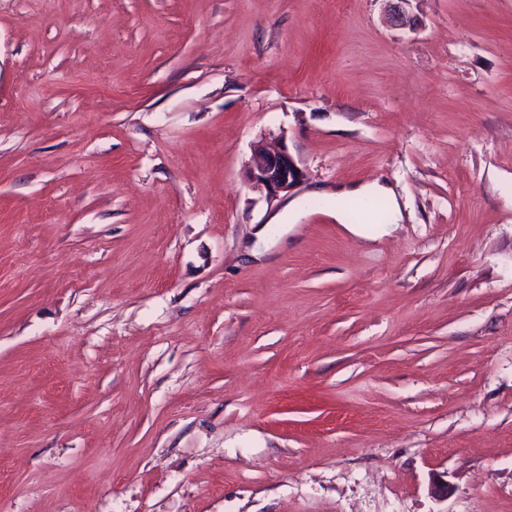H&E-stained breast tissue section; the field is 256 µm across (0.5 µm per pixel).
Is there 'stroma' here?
<instances>
[{
	"label": "stroma",
	"mask_w": 512,
	"mask_h": 512,
	"mask_svg": "<svg viewBox=\"0 0 512 512\" xmlns=\"http://www.w3.org/2000/svg\"><path fill=\"white\" fill-rule=\"evenodd\" d=\"M394 7L0 0V512H512V0ZM304 177V170L284 145L276 150L257 145L246 172L249 185L263 193L267 201L293 191ZM317 193L329 202L327 214L338 224H343L351 234L357 237L371 238L386 228L397 227L404 220L401 205L392 188L385 182L352 184L338 188L336 191ZM379 199L387 201L383 218H379L371 208L372 201ZM346 201L364 204V212L359 221L347 222L349 218L346 209L342 206V203Z\"/></svg>",
	"instance_id": "1"
}]
</instances>
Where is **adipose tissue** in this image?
I'll return each mask as SVG.
<instances>
[{
    "mask_svg": "<svg viewBox=\"0 0 512 512\" xmlns=\"http://www.w3.org/2000/svg\"><path fill=\"white\" fill-rule=\"evenodd\" d=\"M329 203L328 214L337 223L346 226L347 230L357 237L370 238L373 235L401 224L404 219L403 210L391 187L375 181L372 183L352 184L326 193ZM383 199L387 202L384 216H377L372 208L373 201ZM360 202L365 206L359 221H349L344 208L345 202Z\"/></svg>",
    "mask_w": 512,
    "mask_h": 512,
    "instance_id": "adipose-tissue-1",
    "label": "adipose tissue"
}]
</instances>
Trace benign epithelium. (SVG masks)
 Instances as JSON below:
<instances>
[{"mask_svg": "<svg viewBox=\"0 0 512 512\" xmlns=\"http://www.w3.org/2000/svg\"><path fill=\"white\" fill-rule=\"evenodd\" d=\"M304 177V170L284 146L275 150L256 146L246 172L249 185L268 201L293 191Z\"/></svg>", "mask_w": 512, "mask_h": 512, "instance_id": "7a95c632", "label": "benign epithelium"}]
</instances>
